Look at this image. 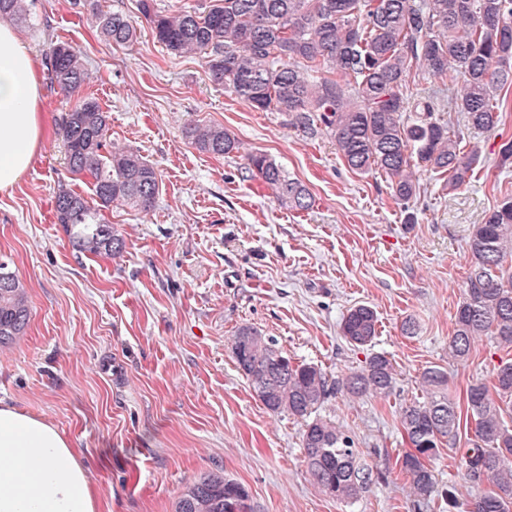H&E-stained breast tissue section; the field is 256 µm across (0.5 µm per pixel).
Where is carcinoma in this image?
Returning a JSON list of instances; mask_svg holds the SVG:
<instances>
[{
  "mask_svg": "<svg viewBox=\"0 0 512 512\" xmlns=\"http://www.w3.org/2000/svg\"><path fill=\"white\" fill-rule=\"evenodd\" d=\"M154 39L173 56H197L216 84L261 112H279L306 135L326 132L346 166L359 175L384 176L396 200L420 192L418 173L433 171L444 188L467 185L482 161L475 135L501 120L500 91L512 87V0H209L194 10H165L139 0ZM27 0H0V22H23ZM92 24L108 42L130 44L136 25L120 12L92 10ZM51 83L75 98L61 121L69 172L91 180L97 205L58 190L56 223L83 252L118 255L125 240L103 211L123 206L147 212L159 194L158 170L138 151L107 148L110 112L82 94L90 74L67 42L46 52ZM441 81L425 94L411 91L418 77ZM458 118L444 119L443 113ZM198 151L217 157L238 152L228 129L206 123L186 127ZM248 169L288 208L307 211L313 197L266 153L247 155ZM463 300L454 315L448 356L468 358L475 340L488 336L512 350V195L472 225ZM18 276L0 263V346L22 335L30 321ZM378 315L368 304L348 309L339 334L353 347L370 346ZM238 369L263 405L304 422L301 445L314 485L339 500L356 502L374 483L354 438L322 414L337 396L387 398L397 370L383 351L336 379L313 363H296L273 339L243 324L231 340ZM422 399L402 412L408 451L397 460L408 482L409 512H434L437 502L456 507L453 487L439 485L429 465L443 443L456 444L462 416L474 422L472 446L462 455L473 492L466 512H512V424L501 403L512 401V361H502L490 382L466 390V409L448 392V373L430 367ZM242 483L216 470L200 475L179 497L175 512H250Z\"/></svg>",
  "mask_w": 512,
  "mask_h": 512,
  "instance_id": "cac0c4a2",
  "label": "carcinoma"
}]
</instances>
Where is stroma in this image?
<instances>
[{
    "label": "stroma",
    "instance_id": "stroma-1",
    "mask_svg": "<svg viewBox=\"0 0 512 512\" xmlns=\"http://www.w3.org/2000/svg\"><path fill=\"white\" fill-rule=\"evenodd\" d=\"M30 4L31 24L18 27L29 51L42 57L54 41L80 50L90 90L111 113L112 142L150 160L161 189L148 213L106 210L126 241L121 255L79 251L53 201L59 187L88 198L91 186L67 170L59 127L71 102L44 83L48 136L21 181L0 193V261L31 306L25 334L0 348V402L70 442L98 512H175L185 485L217 469L247 486L253 512H408L396 464L406 448L401 412L420 397L424 370H446L460 399L512 356L487 338L467 361L448 356L469 229L512 191V171L496 166L500 144L512 140V91L498 127L478 137L483 160L470 183L450 194L440 175L421 172L420 195L405 209L384 179L350 171L327 134L306 136L280 113L253 110L214 85L200 58L169 55L147 25L120 47L96 36L76 0ZM190 120L228 128L241 152H199L182 134ZM251 152L276 157L313 208L279 205L248 171ZM362 302L378 313L374 349L392 358L397 383L386 399L339 395L324 407L378 474L346 504L314 486L302 422L264 407L230 339L253 324L295 361L340 376L370 352L339 334ZM408 318L418 324L412 337L401 331ZM472 435L462 429L430 462L460 505L470 482L459 451Z\"/></svg>",
    "mask_w": 512,
    "mask_h": 512
}]
</instances>
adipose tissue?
<instances>
[{"mask_svg": "<svg viewBox=\"0 0 512 512\" xmlns=\"http://www.w3.org/2000/svg\"><path fill=\"white\" fill-rule=\"evenodd\" d=\"M47 129L40 69L0 24V193L31 167ZM0 512H97L69 442L51 425L0 406Z\"/></svg>", "mask_w": 512, "mask_h": 512, "instance_id": "adipose-tissue-1", "label": "adipose tissue"}]
</instances>
